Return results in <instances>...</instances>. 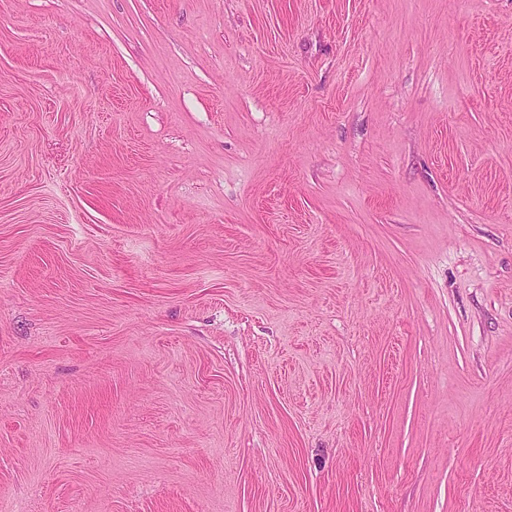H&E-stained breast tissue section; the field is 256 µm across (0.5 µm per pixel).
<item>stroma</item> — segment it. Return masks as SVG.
<instances>
[{
	"label": "stroma",
	"mask_w": 512,
	"mask_h": 512,
	"mask_svg": "<svg viewBox=\"0 0 512 512\" xmlns=\"http://www.w3.org/2000/svg\"><path fill=\"white\" fill-rule=\"evenodd\" d=\"M0 512H512V0H0Z\"/></svg>",
	"instance_id": "1"
}]
</instances>
